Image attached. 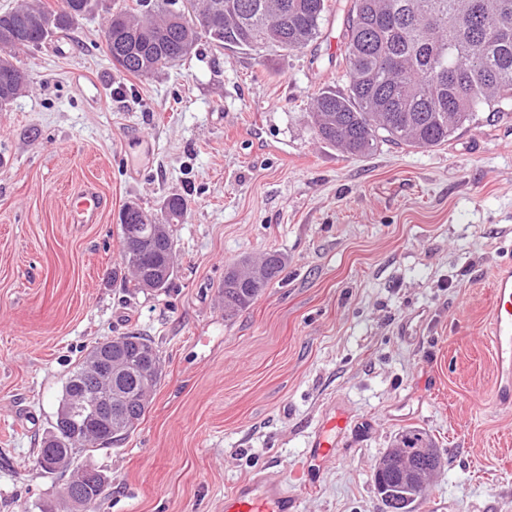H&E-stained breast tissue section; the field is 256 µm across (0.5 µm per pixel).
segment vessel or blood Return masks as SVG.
<instances>
[{"mask_svg":"<svg viewBox=\"0 0 512 512\" xmlns=\"http://www.w3.org/2000/svg\"><path fill=\"white\" fill-rule=\"evenodd\" d=\"M102 209L98 186L84 184L71 202V221L97 223ZM488 341L495 364L493 403L512 409V272L495 273ZM349 425V414L341 404L328 409L308 450L310 462L335 456ZM299 500L285 492L278 479L260 475L238 484L224 496V512H297Z\"/></svg>","mask_w":512,"mask_h":512,"instance_id":"vessel-or-blood-1","label":"vessel or blood"}]
</instances>
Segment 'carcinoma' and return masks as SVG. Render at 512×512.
I'll return each instance as SVG.
<instances>
[{"instance_id":"obj_1","label":"carcinoma","mask_w":512,"mask_h":512,"mask_svg":"<svg viewBox=\"0 0 512 512\" xmlns=\"http://www.w3.org/2000/svg\"><path fill=\"white\" fill-rule=\"evenodd\" d=\"M100 0H22L0 12V111L30 86V74L14 63L13 51L38 47L95 14ZM326 0H191L179 22L169 0H136V7L112 11L103 30L106 53L118 71L152 77L183 61L201 41L218 49L307 48L320 35ZM347 93L325 90L314 99L311 121L317 136L351 156H365L378 142L431 148L448 141L482 106L512 104V0H350L344 33ZM186 198L172 194L152 218L135 203L120 216V256L133 287L161 290L174 275L171 225L183 222ZM138 224L165 230L135 248L130 258L127 231ZM285 265L271 252L263 260L241 259L224 271V317L249 308ZM112 416L101 411L75 416L77 435L62 446L46 433L36 464L58 460V471L75 469L69 483L94 508L101 492L82 480V452L107 449L127 438L144 417L163 377L153 341L134 334L112 339ZM92 353L77 363L65 383L59 407L92 403L105 392ZM401 451L384 453V468L373 474L383 487L388 512H415L423 490L414 470L431 468L441 450L418 429L403 431Z\"/></svg>"}]
</instances>
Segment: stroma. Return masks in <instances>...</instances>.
Here are the masks:
<instances>
[{
  "label": "stroma",
  "instance_id": "35a3bbf8",
  "mask_svg": "<svg viewBox=\"0 0 512 512\" xmlns=\"http://www.w3.org/2000/svg\"><path fill=\"white\" fill-rule=\"evenodd\" d=\"M346 2L327 0L303 51L203 42L146 79L113 67L99 12L16 52L33 81L0 112V512H66L65 478L35 450L77 362L130 333L164 377L126 440L80 455L108 479L94 512H223L259 473L300 512H386L373 468L408 427L444 451L416 512H512V412L493 404L487 339L493 273L512 268V111L479 110L428 150L349 158L319 140L308 106L346 88ZM88 182L100 219L70 223ZM173 193L189 202L173 279L133 291L112 277L120 213ZM271 251L279 278L225 318V268ZM337 402L347 435L305 467Z\"/></svg>",
  "mask_w": 512,
  "mask_h": 512
}]
</instances>
